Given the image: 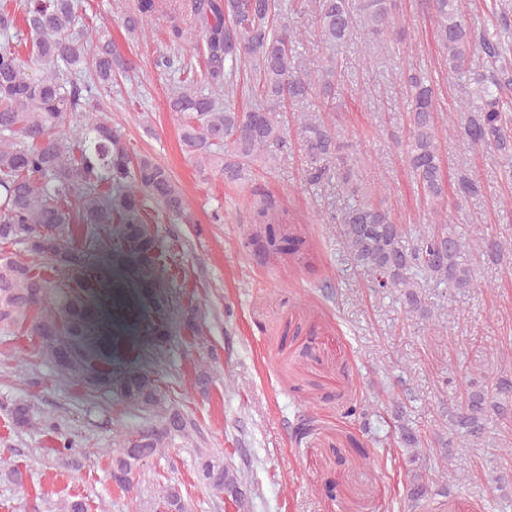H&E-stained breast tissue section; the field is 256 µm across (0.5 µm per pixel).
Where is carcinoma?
Segmentation results:
<instances>
[{"mask_svg": "<svg viewBox=\"0 0 512 512\" xmlns=\"http://www.w3.org/2000/svg\"><path fill=\"white\" fill-rule=\"evenodd\" d=\"M302 0H139L137 12L124 17L126 30L136 34L148 18L169 8V45L181 48L198 32L205 43L203 82L180 81L169 107L182 117L180 142L200 172H215L224 183L251 186L255 223L263 230L252 238L264 254H287L300 263L308 257L305 240L284 227L271 195L256 184V167L268 164L288 149L287 131L278 108L285 102L318 96L336 98L334 50L352 38L355 14L365 34L385 40L397 30L392 0H318L317 35L333 50L312 71L297 59L299 33L288 20ZM23 16L0 6V243L21 245L46 257L56 267L70 265L73 243L82 224H110L120 214L129 230L142 223L152 202L177 218L186 204L170 172L147 156H134L121 135L103 117L93 116L112 81L131 69L112 39L90 24L78 25L79 0H23ZM429 18L447 53L448 71L472 86L460 104L468 113L462 124H435V89L419 71L401 76L410 106L409 135L403 162L413 174L426 201L443 204L447 197L442 175L440 143L443 132L460 135L478 150L497 154L505 180L512 181V18L503 8L492 9L496 24L476 32L469 28L461 0H429ZM28 48L27 56L17 50ZM482 53L484 69L474 71L471 59ZM155 66L185 72L188 64L175 53L160 55ZM249 73L257 102L240 112L232 104L241 73ZM298 143L309 166L307 180L328 178L330 163L342 167L341 180L358 202L330 214L347 249L371 277L373 287L397 295L405 314L432 318L416 291V279L427 276L450 288L473 285L468 251L496 261L503 245L485 235L466 241L448 229L447 219L410 229L391 221L387 211L360 193L355 181L357 159L342 152L335 126L322 112L300 116ZM59 288L27 264L0 254V330L19 327L29 332L61 373H73L80 359L68 332L47 303ZM119 393L132 409L149 420L136 439H128L112 457V480L125 489L143 461L164 453L173 432L185 429L181 415L169 404L167 390L147 374L124 381ZM17 430L34 427L31 406L8 407ZM512 415V379L489 386H470L465 404L452 411L453 430L473 443L482 441L492 416ZM369 408L353 403L345 417L370 432ZM399 446L415 464L421 440L406 423L399 426ZM438 460L434 470H408L406 496L420 505L438 487L453 453L449 442L431 449ZM199 481L234 502L243 496L241 480L223 460L199 455ZM167 512H186L174 487L163 494Z\"/></svg>", "mask_w": 512, "mask_h": 512, "instance_id": "carcinoma-1", "label": "carcinoma"}]
</instances>
